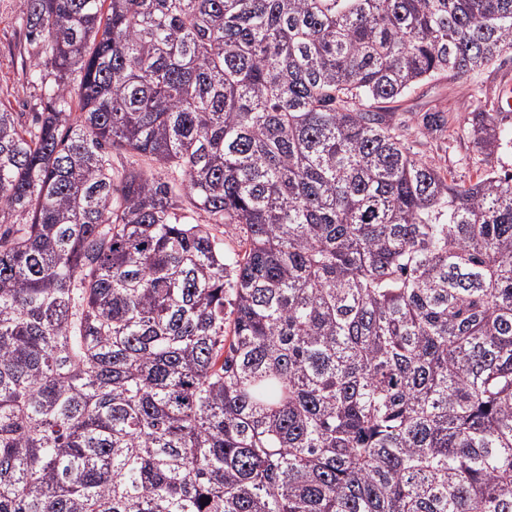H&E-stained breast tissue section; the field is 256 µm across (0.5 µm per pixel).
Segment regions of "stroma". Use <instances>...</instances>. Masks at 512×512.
Listing matches in <instances>:
<instances>
[{"mask_svg": "<svg viewBox=\"0 0 512 512\" xmlns=\"http://www.w3.org/2000/svg\"><path fill=\"white\" fill-rule=\"evenodd\" d=\"M20 11L21 0H0V106L31 113L40 110L43 93L22 71L39 56L41 48L26 39L19 24ZM508 83L512 84V57L506 55L470 84L447 77L421 83L401 101L394 119L405 124L413 152L433 160L454 181L469 184L486 169H512V154H479L463 130L466 105L475 99L493 104ZM437 111L443 112L449 125L441 138L424 130L427 116Z\"/></svg>", "mask_w": 512, "mask_h": 512, "instance_id": "obj_1", "label": "stroma"}]
</instances>
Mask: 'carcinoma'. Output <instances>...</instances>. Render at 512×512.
Segmentation results:
<instances>
[{
	"label": "carcinoma",
	"instance_id": "obj_1",
	"mask_svg": "<svg viewBox=\"0 0 512 512\" xmlns=\"http://www.w3.org/2000/svg\"><path fill=\"white\" fill-rule=\"evenodd\" d=\"M21 14L0 512H512V170L451 181L382 111L512 53V0ZM465 131L512 153V112Z\"/></svg>",
	"mask_w": 512,
	"mask_h": 512
}]
</instances>
